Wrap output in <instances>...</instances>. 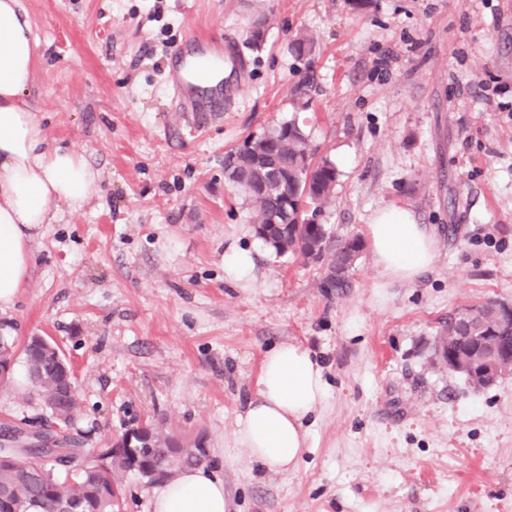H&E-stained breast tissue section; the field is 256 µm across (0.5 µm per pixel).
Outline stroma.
Returning <instances> with one entry per match:
<instances>
[{"instance_id": "35a3bbf8", "label": "stroma", "mask_w": 512, "mask_h": 512, "mask_svg": "<svg viewBox=\"0 0 512 512\" xmlns=\"http://www.w3.org/2000/svg\"><path fill=\"white\" fill-rule=\"evenodd\" d=\"M22 5L48 134L103 173L88 205L41 225L30 279L0 313V336L56 341L72 365L65 433L101 448L165 422L202 441L229 512H512V374L476 390L434 355L456 308L512 304V0ZM301 33L316 40L303 57L289 48ZM200 34L245 63L239 97L203 122L167 81L170 50ZM291 118L340 172L320 218L337 236L366 237L386 206L433 232L416 281L383 278L366 251L338 297L323 263L270 250L254 290L228 281L224 243L253 235L254 213L224 155ZM287 341L321 361L328 390L297 468L264 473L235 444V418L266 350ZM46 414L15 356L0 424Z\"/></svg>"}]
</instances>
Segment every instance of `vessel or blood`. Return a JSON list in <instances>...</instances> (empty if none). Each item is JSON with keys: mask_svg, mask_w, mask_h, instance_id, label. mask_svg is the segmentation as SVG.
<instances>
[{"mask_svg": "<svg viewBox=\"0 0 512 512\" xmlns=\"http://www.w3.org/2000/svg\"><path fill=\"white\" fill-rule=\"evenodd\" d=\"M238 58L231 48H222L209 37H197L189 46L175 49L169 79L180 111L198 119L223 111L225 101L240 94L236 81L221 80L220 72L237 71Z\"/></svg>", "mask_w": 512, "mask_h": 512, "instance_id": "obj_1", "label": "vessel or blood"}]
</instances>
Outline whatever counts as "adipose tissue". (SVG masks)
Returning <instances> with one entry per match:
<instances>
[{"label":"adipose tissue","mask_w":512,"mask_h":512,"mask_svg":"<svg viewBox=\"0 0 512 512\" xmlns=\"http://www.w3.org/2000/svg\"><path fill=\"white\" fill-rule=\"evenodd\" d=\"M35 39L20 0H0V312L29 279L32 243L41 225L57 220L58 203L83 208L101 174L75 149L51 143L31 95ZM368 245L383 276L411 282L430 269L436 242L410 211L379 210ZM258 245L224 248V273L254 284ZM327 394L323 371L310 351L281 343L263 356L257 391L235 421L233 437L248 448L258 470L295 469L308 446L307 422ZM153 512H226L224 482L201 467L188 468L153 491Z\"/></svg>","instance_id":"adipose-tissue-1"}]
</instances>
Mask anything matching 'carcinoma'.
<instances>
[{
	"mask_svg": "<svg viewBox=\"0 0 512 512\" xmlns=\"http://www.w3.org/2000/svg\"><path fill=\"white\" fill-rule=\"evenodd\" d=\"M224 176L239 189L257 213V224L271 221L282 225L288 239L287 252L310 258L319 253L327 262V274L321 287L338 296L353 287L351 271L363 250L362 240L352 237L338 240L329 225L319 224L338 180V170L326 157L316 158L302 128L293 120L276 124L261 134L248 136L240 146L224 155ZM471 318L463 323L455 314L440 335L453 339L472 334L491 336L494 348L474 349L471 361L480 364L492 351L512 350V325L497 319L495 302L470 307ZM29 377L41 399L50 397L56 373L48 358L26 360ZM126 471L125 460L118 455L83 459L69 469L36 455H19L12 464H0V490L18 499L36 498L42 512H57L62 502L81 504L86 512H118L125 490L117 475Z\"/></svg>",
	"mask_w": 512,
	"mask_h": 512,
	"instance_id": "1",
	"label": "carcinoma"
}]
</instances>
